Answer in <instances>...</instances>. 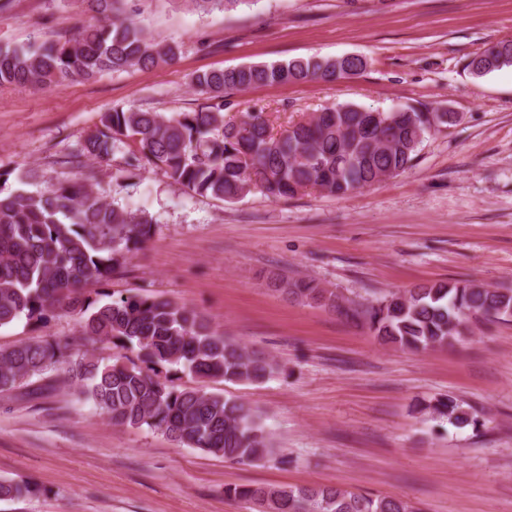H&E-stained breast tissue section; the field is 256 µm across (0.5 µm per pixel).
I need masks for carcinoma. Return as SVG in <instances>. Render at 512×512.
Masks as SVG:
<instances>
[{"instance_id":"1","label":"carcinoma","mask_w":512,"mask_h":512,"mask_svg":"<svg viewBox=\"0 0 512 512\" xmlns=\"http://www.w3.org/2000/svg\"><path fill=\"white\" fill-rule=\"evenodd\" d=\"M92 15L77 35L38 37L0 46V86L51 87L90 80L132 67L175 61L180 45L155 37L118 13L120 0H87ZM203 13L244 0H191ZM512 65V40L473 54L466 68L476 75ZM336 59L297 58L196 74L204 97L193 112L167 115L116 107L76 152L61 161L84 170V183L61 179L44 190H5L11 172H0V326L17 319L42 321L64 306L79 316L80 336L96 344L113 340L152 367H171L198 378L262 383L278 370L273 358L226 338L192 309L155 294L110 295L90 300L86 286L112 276L126 254L151 238L143 217L112 206L95 191V164L124 150L129 170L158 167L176 184L200 196L235 202L256 187L271 198L317 189L346 196L408 169L425 137L455 123L452 112L412 107L367 110L332 104L281 133L264 112L224 117V93L286 82L336 81ZM278 290L306 302L364 319L383 342L414 350L462 338L472 319H512V290L467 282H439L407 292H389L360 311L312 280L276 278ZM69 383L72 394L90 401L112 423L146 426L189 448L227 461L257 464L275 444L263 416L250 406L200 388H179L135 362H104L74 339L54 337L0 347V392L34 391ZM441 414L455 425L474 427L478 416L453 397ZM39 492L32 481L0 480V500ZM226 494L257 512H420L400 497H373L339 488L241 486Z\"/></svg>"}]
</instances>
